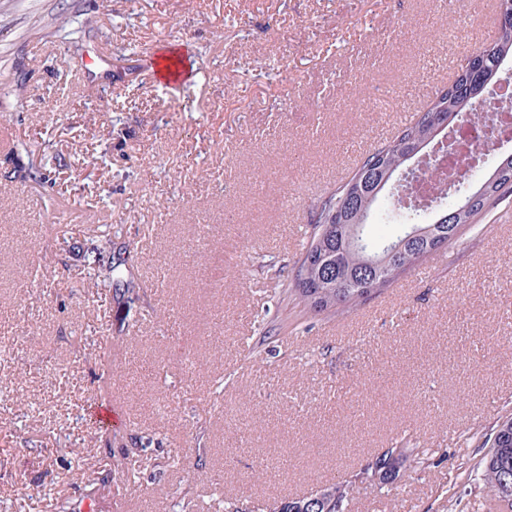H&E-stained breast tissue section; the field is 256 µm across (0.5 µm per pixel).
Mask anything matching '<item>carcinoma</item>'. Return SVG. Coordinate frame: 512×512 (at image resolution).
I'll list each match as a JSON object with an SVG mask.
<instances>
[{"mask_svg": "<svg viewBox=\"0 0 512 512\" xmlns=\"http://www.w3.org/2000/svg\"><path fill=\"white\" fill-rule=\"evenodd\" d=\"M511 58L512 18L499 22L494 39L472 53L453 79L434 92L423 111L401 125L387 143L367 152L352 177L317 202L309 245L290 280L289 291L301 302H307V292L313 290L319 299L310 309L317 314H334L365 300L375 291L378 280L395 271L401 274L420 259L451 245L462 226L472 223L475 216L512 188V152L501 155L494 171L474 186L466 172L451 179L439 178L423 208L405 204L398 186L409 175L410 155L439 137L440 124L465 114L475 119L487 114L480 98L501 77L503 64ZM382 197L402 211L410 223L395 239L372 243L366 233ZM426 212L433 217L419 221ZM85 242L83 261L97 268L104 284L112 285L114 267L104 262L112 241L89 237ZM489 442L481 476L500 499L512 490V418L495 427ZM411 457L410 449L392 443L373 456L355 479L363 478V473L374 466L400 470ZM352 490L351 481L334 484L310 496L284 499L270 512H349Z\"/></svg>", "mask_w": 512, "mask_h": 512, "instance_id": "1", "label": "carcinoma"}]
</instances>
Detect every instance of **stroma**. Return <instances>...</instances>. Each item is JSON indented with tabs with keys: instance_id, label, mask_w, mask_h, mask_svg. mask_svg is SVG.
I'll use <instances>...</instances> for the list:
<instances>
[{
	"instance_id": "1",
	"label": "stroma",
	"mask_w": 512,
	"mask_h": 512,
	"mask_svg": "<svg viewBox=\"0 0 512 512\" xmlns=\"http://www.w3.org/2000/svg\"><path fill=\"white\" fill-rule=\"evenodd\" d=\"M497 10L0 0V512H269L395 441L426 468L350 512H498L477 466L512 417V191L348 311L286 275L312 205ZM172 44L188 70L162 84ZM87 226L133 292L91 284Z\"/></svg>"
}]
</instances>
